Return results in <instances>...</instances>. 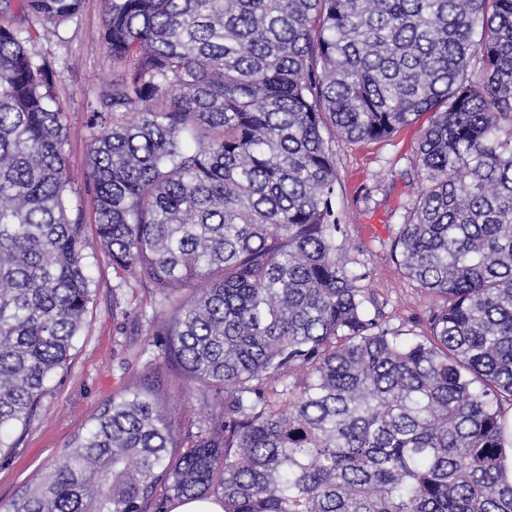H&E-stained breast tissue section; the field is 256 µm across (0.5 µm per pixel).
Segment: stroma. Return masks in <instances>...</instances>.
Returning <instances> with one entry per match:
<instances>
[{
	"mask_svg": "<svg viewBox=\"0 0 512 512\" xmlns=\"http://www.w3.org/2000/svg\"><path fill=\"white\" fill-rule=\"evenodd\" d=\"M102 0H85L77 21L60 27L39 44L60 71V102L68 114L65 146L75 181L68 191L73 209L88 210L84 186L91 131L86 125L88 98L102 93L112 80V58L102 38ZM427 117L380 142L336 140L332 148L341 189L336 208L346 251L362 283L385 304L390 326L426 328L434 299L394 263L389 250L419 184L417 145ZM94 277V300L67 370L49 383L37 416L13 431L16 439L8 460H0V512L24 486L42 476L75 436L84 432L103 406L125 390L158 386L173 415L202 417L194 390L182 383L175 368H154L143 327L135 320L117 324L112 318V264L97 243L85 251Z\"/></svg>",
	"mask_w": 512,
	"mask_h": 512,
	"instance_id": "stroma-1",
	"label": "stroma"
}]
</instances>
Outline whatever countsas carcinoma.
Masks as SVG:
<instances>
[{"mask_svg": "<svg viewBox=\"0 0 512 512\" xmlns=\"http://www.w3.org/2000/svg\"><path fill=\"white\" fill-rule=\"evenodd\" d=\"M90 216L34 50L84 0H0V457L70 364L87 226L206 415L112 399L9 512H512V0H103ZM430 114L392 328L336 245L330 142ZM171 501L167 505V511L170 512H223L224 507L213 499H191L176 502L171 509Z\"/></svg>", "mask_w": 512, "mask_h": 512, "instance_id": "carcinoma-1", "label": "carcinoma"}]
</instances>
